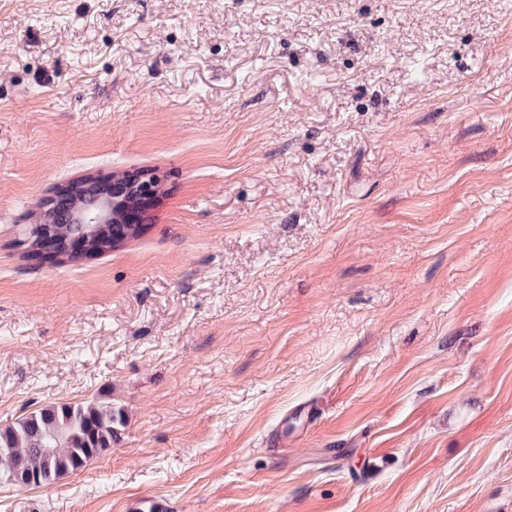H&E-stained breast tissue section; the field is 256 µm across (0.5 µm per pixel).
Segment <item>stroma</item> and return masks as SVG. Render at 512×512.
<instances>
[{
    "mask_svg": "<svg viewBox=\"0 0 512 512\" xmlns=\"http://www.w3.org/2000/svg\"><path fill=\"white\" fill-rule=\"evenodd\" d=\"M133 170L137 238L25 256ZM93 397L0 512H512V0H0V426ZM160 179L150 171L112 173V178L82 177L57 193L67 194L68 224H59L54 199H46L35 224H53L44 227L46 232L66 237L75 231L72 224L81 229L86 225L141 224L143 215L151 206ZM79 184L80 189H77ZM125 427V414L112 400L36 409L0 427V480L22 470L34 482L30 489L48 486L111 451Z\"/></svg>",
    "mask_w": 512,
    "mask_h": 512,
    "instance_id": "35a3bbf8",
    "label": "stroma"
}]
</instances>
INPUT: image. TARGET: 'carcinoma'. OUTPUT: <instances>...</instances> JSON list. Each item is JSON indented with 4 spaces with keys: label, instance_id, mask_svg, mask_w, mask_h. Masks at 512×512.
Here are the masks:
<instances>
[{
    "label": "carcinoma",
    "instance_id": "obj_1",
    "mask_svg": "<svg viewBox=\"0 0 512 512\" xmlns=\"http://www.w3.org/2000/svg\"><path fill=\"white\" fill-rule=\"evenodd\" d=\"M126 427L110 401L62 402L0 427V480L20 470L41 488L112 450Z\"/></svg>",
    "mask_w": 512,
    "mask_h": 512
}]
</instances>
